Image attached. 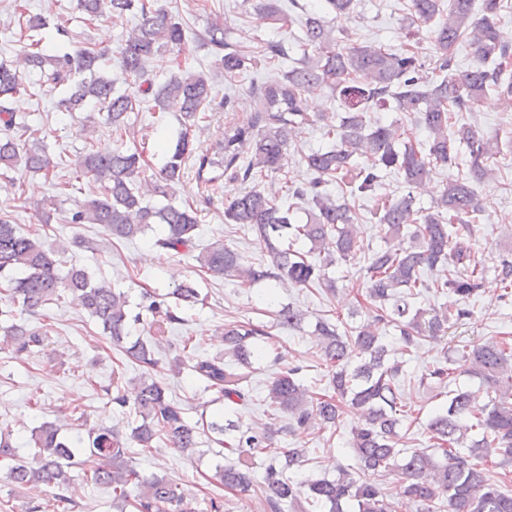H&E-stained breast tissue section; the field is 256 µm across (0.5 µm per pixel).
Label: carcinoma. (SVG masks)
Listing matches in <instances>:
<instances>
[{"instance_id":"cac0c4a2","label":"carcinoma","mask_w":512,"mask_h":512,"mask_svg":"<svg viewBox=\"0 0 512 512\" xmlns=\"http://www.w3.org/2000/svg\"><path fill=\"white\" fill-rule=\"evenodd\" d=\"M83 19L92 23L107 16L134 13L138 23L117 50V68H109L110 51L76 45L69 52L49 55L39 34L46 17L31 14L24 0H14L19 34L25 41L21 65L0 62V170L49 175L57 163L46 153L42 130L17 120L9 101L25 89L23 72L36 71L40 91L65 87L59 107L81 112L91 105L102 112L104 124L117 131L128 128V115L147 100L152 109L176 108L185 132L164 164L152 174V190L166 196L179 182L189 156H194L197 181L210 186L221 178L248 185L224 206V223L248 227L266 245L270 261L247 259L238 249L217 242L197 256L200 271L212 278L232 279L245 287L263 281H288L296 286H325L336 292L329 265L359 261L363 290L355 299L367 313L366 323L350 334L339 332L327 318L316 321L321 336L319 365L328 374V390L315 393L300 380L303 367L292 363L273 373L267 384L265 405L288 414V423L275 417L260 427L241 429L204 418L191 423L182 407L171 401L155 374L154 347L169 329L185 322L200 301L196 282L189 279L160 297L144 292L151 315L148 338L130 340L132 323L127 297L88 269L72 265L57 272L56 254L63 245L48 243L38 231L20 233L0 214V326L21 355L43 342L44 332L16 323L13 306L39 315L48 304L71 294L101 327L112 344L141 368L134 391L137 420L125 430L90 428L65 438L53 422H43L31 433L29 457L19 455L11 434L0 432V467L13 485L35 491L52 490L53 499H65L72 488L70 469L83 467L84 476L112 487L116 512H195L178 483L165 476L141 477L128 458L129 448L153 449L159 439L173 451L192 452L202 434L214 433V442L230 457L217 476L224 491L236 496L251 491L253 460L265 453L285 431L303 433L311 428H332L345 410L360 414L350 430L355 471L339 470L334 479L297 483L289 473L305 462L307 450L286 448L269 457L260 485L264 512H283L301 502L324 512H397L372 476L394 477L402 499L416 512H512V336L504 332L480 343L463 345L454 355L426 370L418 384L443 398L425 426L431 447L403 453L401 426L409 419L403 409L401 387L407 379L405 361L396 358L375 329L379 324L398 328L400 355L412 351L427 336L438 339L448 324L470 315L467 302L483 285L489 267L476 260L478 221L482 213L476 185L492 177L499 142L485 138L461 113L475 112L486 94L495 92L512 108V39L498 23L506 0H409L412 23L429 26L435 55L433 70L410 45L394 52L380 43L345 47L332 34L324 16L307 15L304 36L295 48V65L283 80L253 92L250 117L224 127V138L214 147L195 146L193 130L212 101V77L204 72L170 74L154 85V70L173 68L185 51L188 35L159 0H78ZM355 0H325L335 15L354 11ZM224 74L257 69L288 58V42L266 40L245 53L224 38V23L213 19L202 35ZM465 42L476 65L461 71L456 47ZM325 84L338 92L343 116L326 132L329 145L305 157L312 178L292 185L293 202L283 207L261 187V180L277 172L294 130L311 122L303 105L306 89ZM399 112H416L427 132L421 141L397 120L384 122L375 112L389 104ZM467 154L468 175L450 182L429 208L415 207L407 193L392 198L381 193L384 177L395 174L411 188L425 183L440 164L454 163L460 148ZM149 166L143 153L114 148H88L76 168L100 187L93 199L67 213L57 203L41 207L40 221L61 215L66 224H99L116 239H130L151 227L164 226L154 248L159 255L187 254L195 248L197 209L191 205L155 207L145 201L137 178ZM336 184L340 194L328 186ZM369 198L372 221L379 228L380 244L366 245L359 235L365 217L352 201ZM500 282L499 300L512 303V251L501 253L494 265ZM456 296V307L432 310L429 318L413 309V301L426 293ZM305 314L282 306L275 325L296 328ZM270 332L250 321L224 325V355L195 358L190 365L206 387L224 400V408L247 405L251 398L252 361L267 355ZM480 380L472 391L451 388L454 365ZM139 489L129 498L128 487Z\"/></svg>"}]
</instances>
